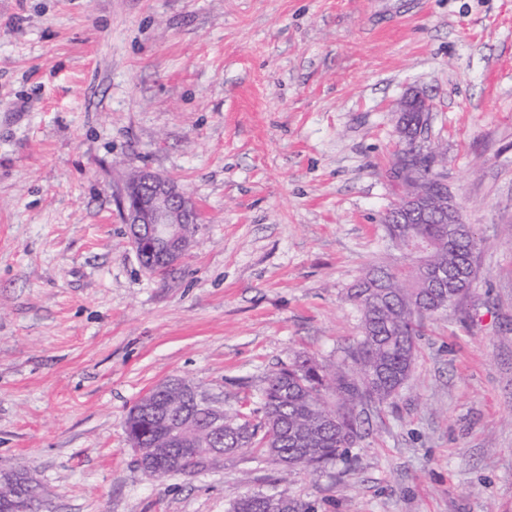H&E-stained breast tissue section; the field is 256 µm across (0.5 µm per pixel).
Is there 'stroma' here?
Wrapping results in <instances>:
<instances>
[{"mask_svg": "<svg viewBox=\"0 0 512 512\" xmlns=\"http://www.w3.org/2000/svg\"><path fill=\"white\" fill-rule=\"evenodd\" d=\"M412 92L477 234L470 294L345 458L146 477L124 421L156 384L233 411L297 356L350 367L352 286L404 262L382 218ZM143 167L201 208L164 276L113 203ZM1 471L49 512H228L247 491L512 512V0H0Z\"/></svg>", "mask_w": 512, "mask_h": 512, "instance_id": "obj_1", "label": "stroma"}]
</instances>
